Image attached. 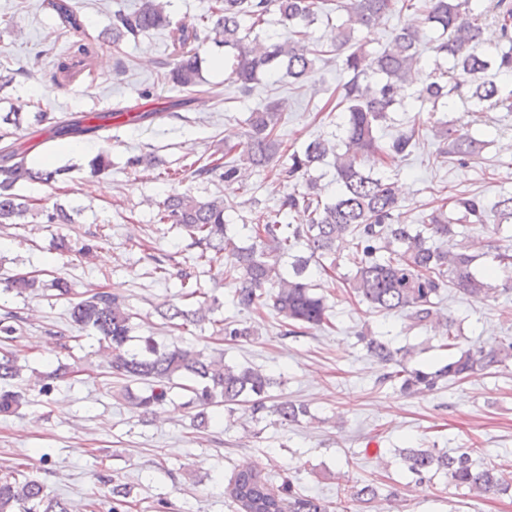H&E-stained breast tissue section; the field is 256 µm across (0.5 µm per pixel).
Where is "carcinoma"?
I'll return each instance as SVG.
<instances>
[{
    "mask_svg": "<svg viewBox=\"0 0 512 512\" xmlns=\"http://www.w3.org/2000/svg\"><path fill=\"white\" fill-rule=\"evenodd\" d=\"M61 26L74 33L83 31L82 21L72 0H49ZM166 0H140L129 13L112 17V43L135 40L150 30L170 25L165 13ZM413 10L414 23L402 25L392 33L388 45L375 54L357 47L345 56L342 64L352 78L342 86L336 108L341 110L339 139L336 144L315 139L305 148L288 155V162L276 172L277 179L295 185L305 180L303 190L296 188L282 197L278 207L262 217V222L248 227L249 244L235 243L225 212L236 206L231 197L217 196L198 200L187 193H172L158 206L159 223L181 229L199 249L193 264L181 271L180 297L199 298L196 307L183 308L176 303L158 311L168 327L181 329L212 322L210 314L217 299H205L194 268L200 264L218 265L224 274L238 282L233 299L241 311L260 316L274 311L283 319L288 334H304L329 324L326 296L310 280L307 261L299 259L292 271L281 266V258L298 242L310 257L317 259L319 274L327 277L338 267L341 250L350 248L353 264L346 281L359 301L385 312L401 313L413 328L427 323L435 325L446 339L442 348L450 350L447 362L426 371L406 368L394 371L386 379L400 380L406 394L433 391L449 380H463L476 371L499 370L512 362V342L502 340L488 348L462 350L458 346L460 327L456 319L441 317L435 309L437 299L447 288L476 301H483L512 290V247L494 246L495 271L479 276L474 271L476 255L470 253L460 237L469 224L486 226V209L476 196L463 193L451 198V205L433 208L423 224L401 221V204L394 183L365 170L363 158L377 153L388 165L408 157L419 132L414 126L403 129L382 142L376 136L389 112L400 103L411 73L422 58L418 46L422 34H436L433 51L449 63L435 80L423 85L418 99L430 104L432 111L449 109V100L462 87L469 89L475 111L488 106L512 110V0H494L491 8L475 12L471 0H348L347 22L338 27L336 49L353 40L355 29L369 28L380 17ZM317 0H217L206 16V24H182L171 31L173 58L168 63L169 80L190 91L200 82L199 50L210 41H222L236 54L232 75L241 93L247 94L261 72L285 71L296 81L310 79L315 62L329 51L308 43L303 29L319 17ZM276 11L291 28L286 39L268 36L252 43L242 36V23L251 27L265 22ZM492 16L497 23L501 46L496 56L487 58L481 51V20ZM93 55V42L81 38L60 57L57 69L69 73L76 63ZM284 114L283 103L271 101L247 118L246 141L225 146L224 156L198 168V175H217L227 186L243 183L247 170L266 167L279 152L278 130ZM105 127L90 123L89 116L79 115L53 126L54 138L98 137ZM437 136L443 141V154L465 164L477 157L486 141L458 133L455 121L438 122ZM0 147V224H17L33 210V204L15 192L19 183L39 182L50 185L62 169H36L29 166L27 152L5 142ZM334 157L336 199L324 202L321 189L305 178L311 167L328 156ZM303 210L307 222L293 226L284 222L286 214ZM495 224L512 223V193L501 196L493 205ZM330 264H324V261ZM51 290L57 298L71 295L70 283L55 277L49 281L35 275H14L5 279V290L18 294ZM71 322L79 330H92L106 353L111 372L146 385L144 391L126 390V397L142 417L162 405L176 388L177 381L191 382L186 402L197 409L192 416L195 429L209 426L208 409L214 406L246 405L251 415L262 419L276 417L282 426L300 422L310 416L307 405L282 400L267 405L269 391L280 384L263 370L245 365H228L224 355L213 356L194 347L173 346L159 349L153 337L142 339L138 349L129 346L133 314L117 292L98 290L70 304ZM20 317L11 312L0 319V337L8 341L17 333ZM216 332L238 341L254 334L251 326L225 319ZM368 353L378 362L402 364L412 356L408 347L396 348L385 339L363 336ZM25 366L18 357L5 351L0 354V415L10 416L18 410L24 393L15 387ZM67 376L57 367L40 381V393L48 397L56 382ZM400 456L408 471L422 482L429 474L444 471L458 486L477 496L506 494L512 491V475L492 466L479 464L466 449L456 456L439 453L433 448H403ZM102 482L112 483V507L118 512L127 498V487L109 476ZM385 488L367 481L352 486L351 496L372 504L383 496ZM224 494L235 504L237 512H346V508L322 498L300 494L289 484L273 486L254 464L240 466L228 479ZM0 512H70L68 503L45 492L35 479L0 476Z\"/></svg>",
    "mask_w": 512,
    "mask_h": 512,
    "instance_id": "carcinoma-1",
    "label": "carcinoma"
}]
</instances>
